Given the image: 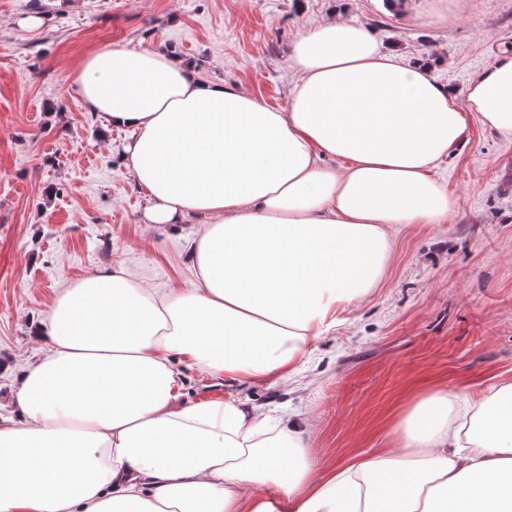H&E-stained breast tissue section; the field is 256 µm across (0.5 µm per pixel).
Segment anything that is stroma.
I'll list each match as a JSON object with an SVG mask.
<instances>
[{
	"instance_id": "1",
	"label": "stroma",
	"mask_w": 512,
	"mask_h": 512,
	"mask_svg": "<svg viewBox=\"0 0 512 512\" xmlns=\"http://www.w3.org/2000/svg\"><path fill=\"white\" fill-rule=\"evenodd\" d=\"M49 24L18 25L30 0H0V415L15 374L44 350L30 325L56 291L123 263L185 285L197 224L177 237L143 221L145 199L120 161L129 131L88 112L71 83L92 50L163 44L201 78L285 106L293 40L339 15L409 62L437 53L434 75L463 91L512 47V0H46ZM456 202L449 224L395 237L383 285L312 344L293 382L242 395L309 416L323 466L388 447L391 422L435 387L478 392L512 380V135L469 119L439 166Z\"/></svg>"
}]
</instances>
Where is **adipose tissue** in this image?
<instances>
[{
    "instance_id": "ef3b65f1",
    "label": "adipose tissue",
    "mask_w": 512,
    "mask_h": 512,
    "mask_svg": "<svg viewBox=\"0 0 512 512\" xmlns=\"http://www.w3.org/2000/svg\"><path fill=\"white\" fill-rule=\"evenodd\" d=\"M284 108L199 78L171 49L90 52L72 81L133 130L124 160L144 221L202 219L187 287L128 266L58 290L0 423V512H512V381L434 389L397 448L319 469L308 423L248 399L183 403V367L285 382L313 340L385 279L395 234L455 214L432 174L467 116L512 135V49L463 93L332 18L295 39Z\"/></svg>"
}]
</instances>
